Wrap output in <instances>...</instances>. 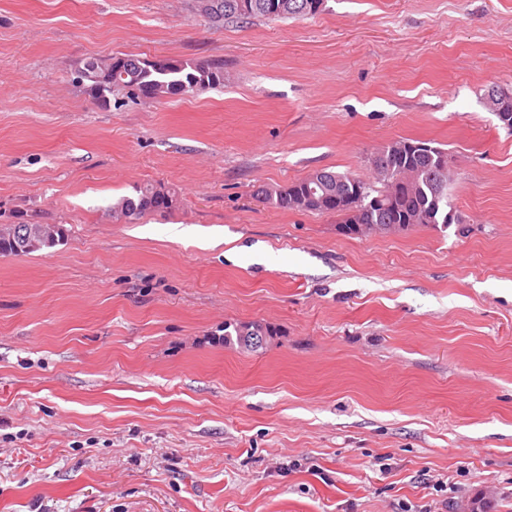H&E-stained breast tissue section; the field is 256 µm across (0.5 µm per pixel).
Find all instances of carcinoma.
I'll use <instances>...</instances> for the list:
<instances>
[{
  "mask_svg": "<svg viewBox=\"0 0 512 512\" xmlns=\"http://www.w3.org/2000/svg\"><path fill=\"white\" fill-rule=\"evenodd\" d=\"M197 11L214 21L248 22L254 18L283 19L313 16L323 0H197ZM124 91L133 98L173 99L224 84V70L215 63L188 62L178 58L147 59L134 55H112L85 62L81 79L93 98L109 93L99 77L107 68ZM381 159L373 166L370 180L346 173L319 170L328 198L309 199L310 182L305 178L286 187L263 188L256 197L281 210L314 211L338 218L339 230L347 233L352 224H364L368 233L405 231L418 226L450 224L448 185L452 176L442 169L448 154L419 140L393 141L380 149ZM174 195L162 185L136 188V196H124L113 204L120 217L132 221L147 211L172 208ZM27 224H8L0 228V254L23 255L14 244L28 234ZM268 331L259 324H224V342L236 341L240 347L255 349L262 345Z\"/></svg>",
  "mask_w": 512,
  "mask_h": 512,
  "instance_id": "1",
  "label": "carcinoma"
}]
</instances>
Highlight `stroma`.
<instances>
[{"label": "stroma", "mask_w": 512, "mask_h": 512, "mask_svg": "<svg viewBox=\"0 0 512 512\" xmlns=\"http://www.w3.org/2000/svg\"><path fill=\"white\" fill-rule=\"evenodd\" d=\"M195 5L0 0V225L62 230L0 254V512H512V0ZM115 54L224 84L103 107L77 71ZM403 138L466 233L253 196ZM144 183L172 208L118 218ZM197 11L214 21L248 22L254 18L283 19L313 16L323 0H197ZM268 331L259 324H227L224 325V342L231 343L233 336L240 347L255 349L262 345L263 336H268Z\"/></svg>", "instance_id": "35a3bbf8"}]
</instances>
